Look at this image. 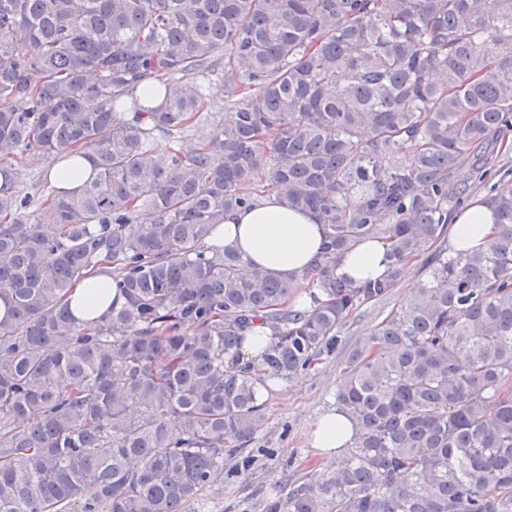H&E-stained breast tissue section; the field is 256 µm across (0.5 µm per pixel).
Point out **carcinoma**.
I'll return each mask as SVG.
<instances>
[{
    "mask_svg": "<svg viewBox=\"0 0 512 512\" xmlns=\"http://www.w3.org/2000/svg\"><path fill=\"white\" fill-rule=\"evenodd\" d=\"M224 65L227 112L195 130L193 79ZM160 80L163 103L136 93ZM512 137V0H0V512H200L224 449L267 424L344 320L423 276L351 351L336 464L272 512H512V191L448 253L453 212ZM91 155L82 187L27 213L12 160ZM266 190L324 226L298 284L205 246ZM380 235L377 281L336 274ZM112 265L124 297L85 329L65 298ZM258 361L240 346L255 325Z\"/></svg>",
    "mask_w": 512,
    "mask_h": 512,
    "instance_id": "1",
    "label": "carcinoma"
}]
</instances>
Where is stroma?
<instances>
[{
	"label": "stroma",
	"mask_w": 512,
	"mask_h": 512,
	"mask_svg": "<svg viewBox=\"0 0 512 512\" xmlns=\"http://www.w3.org/2000/svg\"><path fill=\"white\" fill-rule=\"evenodd\" d=\"M51 167L50 158L34 152L24 153L17 161V187L31 203H39L51 192ZM420 268V263L410 264L399 288L387 301L349 316L338 333L335 348L324 353L305 376L276 386L267 402L265 431L251 443L248 452L233 454V467L224 473V488L205 499L204 512H269L270 504L287 493L289 483L323 466V459L308 443L312 425L332 408L348 353L392 308L407 302Z\"/></svg>",
	"instance_id": "obj_1"
}]
</instances>
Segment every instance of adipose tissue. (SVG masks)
<instances>
[{
  "label": "adipose tissue",
  "mask_w": 512,
  "mask_h": 512,
  "mask_svg": "<svg viewBox=\"0 0 512 512\" xmlns=\"http://www.w3.org/2000/svg\"><path fill=\"white\" fill-rule=\"evenodd\" d=\"M496 229L492 210L476 204L453 219L449 238L452 251L475 250L486 244ZM215 243L240 253L244 259L285 279L297 280L308 272L324 242L322 225L311 214L288 208L276 194H267L248 208L225 213L224 222L214 231ZM389 264L385 241L371 238L358 242L340 259L338 275L356 283L382 277ZM115 296L112 279L96 273L78 281L69 305L94 327ZM351 422L346 415L329 411L313 423L310 443L321 456H331L348 446Z\"/></svg>",
  "instance_id": "obj_1"
}]
</instances>
